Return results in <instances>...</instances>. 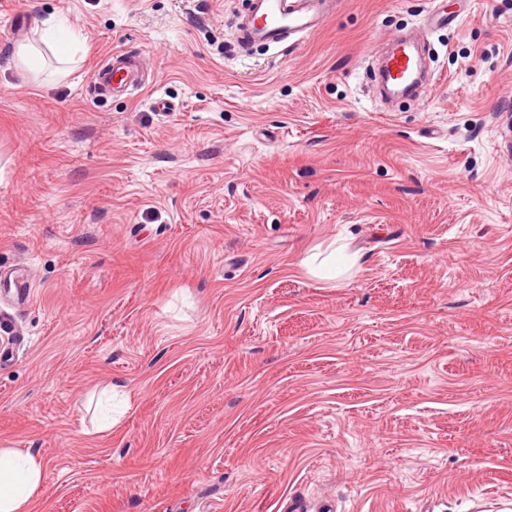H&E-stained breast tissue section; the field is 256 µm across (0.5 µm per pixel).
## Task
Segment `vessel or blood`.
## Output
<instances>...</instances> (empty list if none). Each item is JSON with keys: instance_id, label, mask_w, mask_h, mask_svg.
Instances as JSON below:
<instances>
[{"instance_id": "b4317fda", "label": "vessel or blood", "mask_w": 512, "mask_h": 512, "mask_svg": "<svg viewBox=\"0 0 512 512\" xmlns=\"http://www.w3.org/2000/svg\"><path fill=\"white\" fill-rule=\"evenodd\" d=\"M336 7L337 0H249L247 11L236 23L234 41L242 50L256 45L284 47L320 29L335 14ZM429 53L419 35L407 33L396 39L374 74L381 96L391 101L420 98L425 86L436 79L434 73L423 69L422 60ZM141 80L139 61L114 53L96 65L89 87L104 98L133 92Z\"/></svg>"}]
</instances>
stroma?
Wrapping results in <instances>:
<instances>
[{
  "instance_id": "1",
  "label": "stroma",
  "mask_w": 512,
  "mask_h": 512,
  "mask_svg": "<svg viewBox=\"0 0 512 512\" xmlns=\"http://www.w3.org/2000/svg\"><path fill=\"white\" fill-rule=\"evenodd\" d=\"M247 2L0 0V448L46 462L30 512H512V0H445L438 80L395 112L365 65L431 0L242 54ZM49 18L75 51L27 70ZM114 52L146 82L93 99ZM338 242L354 268L312 275Z\"/></svg>"
}]
</instances>
